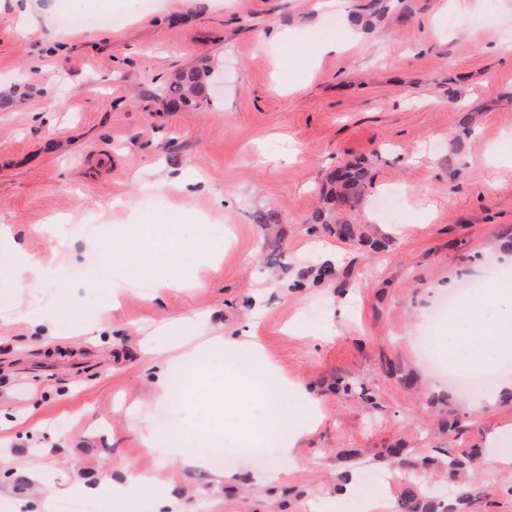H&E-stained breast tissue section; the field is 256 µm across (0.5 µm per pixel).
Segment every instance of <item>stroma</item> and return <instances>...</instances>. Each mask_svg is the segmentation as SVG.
Wrapping results in <instances>:
<instances>
[{"mask_svg": "<svg viewBox=\"0 0 512 512\" xmlns=\"http://www.w3.org/2000/svg\"><path fill=\"white\" fill-rule=\"evenodd\" d=\"M370 2L42 0L32 26L0 0V225L43 269L38 288L0 277V512L32 498L159 512L161 488L186 512H360L379 496L392 510L405 484L381 458L392 444L512 458V356L474 340L495 367L475 393L417 346L449 290L512 295V280L485 279L512 267V0H405L407 17L369 35L350 15ZM317 39L345 51L316 54ZM187 65L210 69L207 100L175 110L160 90ZM356 161L371 182L349 218L384 241L376 251L314 221L331 173ZM260 211L276 223H255ZM135 223L203 240L163 294L131 266L81 273ZM326 251L338 275L322 282ZM220 324L317 397L315 432L296 406L283 425L301 433L296 468L276 443L229 433L223 468L180 469L130 429L132 415L163 439L182 424L180 392L158 400L151 373ZM340 448L362 452L358 497L337 496ZM125 463L152 482L118 503ZM480 477L468 512H512V465Z\"/></svg>", "mask_w": 512, "mask_h": 512, "instance_id": "stroma-1", "label": "stroma"}]
</instances>
